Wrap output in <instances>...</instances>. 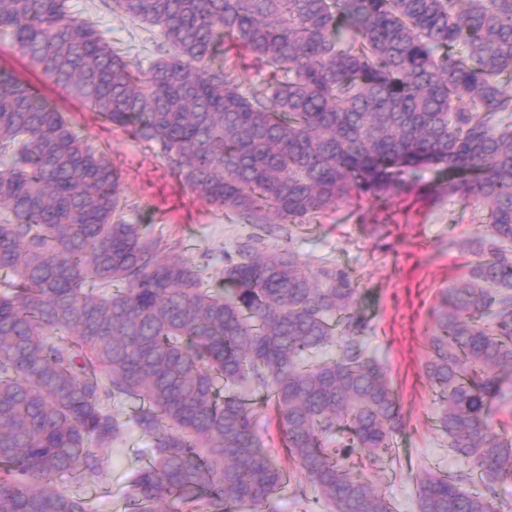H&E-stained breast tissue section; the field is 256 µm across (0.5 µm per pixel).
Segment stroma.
Listing matches in <instances>:
<instances>
[{
    "mask_svg": "<svg viewBox=\"0 0 512 512\" xmlns=\"http://www.w3.org/2000/svg\"><path fill=\"white\" fill-rule=\"evenodd\" d=\"M70 6L77 17L91 19L101 38L125 60L146 67L165 48L158 28L131 21L107 0H70ZM0 69L42 87L89 144L106 153L133 206L130 222L161 234L178 253L197 261L206 254L221 258L246 234L245 225L171 176L161 156L104 123L1 40ZM483 230L471 209L449 196L446 183L424 170L384 203L366 197L343 203L317 220L286 225L281 235L266 239L270 250L291 247L311 266L328 263L346 270L355 283V310L369 323L367 351L385 365L401 399L402 429L374 478L394 512H417L414 480L419 474H456L468 468L462 457L449 453L448 438L435 425L436 405L423 366L433 312L444 290L473 261L467 243ZM149 446L147 436L130 431L113 447L112 463L98 481L82 486L66 474L57 476L54 486L80 492L97 512H123L124 487L131 470L144 463Z\"/></svg>",
    "mask_w": 512,
    "mask_h": 512,
    "instance_id": "obj_1",
    "label": "stroma"
}]
</instances>
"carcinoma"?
Masks as SVG:
<instances>
[{
	"instance_id": "1",
	"label": "carcinoma",
	"mask_w": 512,
	"mask_h": 512,
	"mask_svg": "<svg viewBox=\"0 0 512 512\" xmlns=\"http://www.w3.org/2000/svg\"><path fill=\"white\" fill-rule=\"evenodd\" d=\"M169 49L127 64L69 0H0L7 37L57 86L158 150L225 216L303 224L406 177L448 174L481 210L476 260L435 312L436 425L471 475L415 479L418 512H504L512 434V0H112ZM245 48L262 89L222 64ZM118 172L33 84L0 72V512H93L82 485L133 427L151 438L131 512H241L289 482L251 396L325 512H393L370 477L401 430L367 354L357 288L332 265L241 240L214 288L126 219ZM135 404L128 419L112 403ZM477 481L479 491L462 484ZM255 403H262L259 423L263 438L273 448V454L277 464L292 473L294 471L293 462L281 450V434L276 426L275 413L270 404L262 396H257Z\"/></svg>"
}]
</instances>
